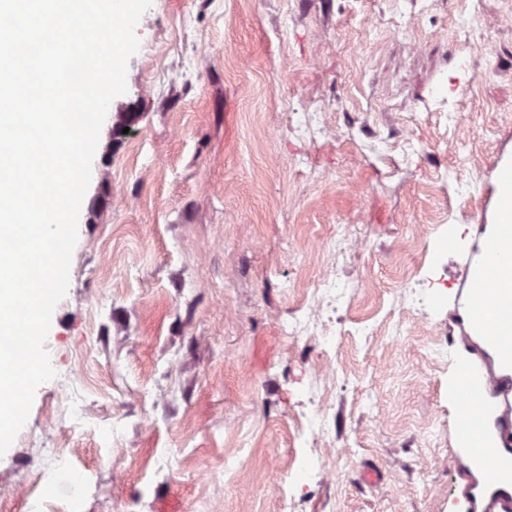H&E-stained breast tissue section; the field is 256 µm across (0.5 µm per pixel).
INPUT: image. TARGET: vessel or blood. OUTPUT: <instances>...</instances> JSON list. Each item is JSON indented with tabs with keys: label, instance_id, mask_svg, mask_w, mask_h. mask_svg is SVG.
<instances>
[{
	"label": "vessel or blood",
	"instance_id": "1",
	"mask_svg": "<svg viewBox=\"0 0 512 512\" xmlns=\"http://www.w3.org/2000/svg\"><path fill=\"white\" fill-rule=\"evenodd\" d=\"M475 265L490 285L472 289L468 305L492 310L493 316L470 320L469 331L497 352H512V336L499 335L494 329L495 324L512 322V308L496 309L494 288L495 283L512 275V250H480ZM460 380L459 398L466 406L459 419V432L465 444L452 449L448 465L464 475H478L479 485L490 493L487 512H512V427L495 422L500 410L512 409V387L496 372L470 363Z\"/></svg>",
	"mask_w": 512,
	"mask_h": 512
}]
</instances>
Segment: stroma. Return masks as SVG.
I'll use <instances>...</instances> for the list:
<instances>
[{"label":"stroma","mask_w":512,"mask_h":512,"mask_svg":"<svg viewBox=\"0 0 512 512\" xmlns=\"http://www.w3.org/2000/svg\"><path fill=\"white\" fill-rule=\"evenodd\" d=\"M470 7L152 0L52 315L56 375L0 456V498H38L43 512H280L305 384L329 359L336 445L313 449L324 464L302 512H471L448 468V381L460 359L494 363L468 337L463 300L512 154V0H480L487 27L464 43ZM313 112L325 130L310 137L298 126ZM474 174L482 191L460 206L453 189ZM442 223L466 235L447 264L399 252ZM347 237L363 246L335 261L357 289L328 320L335 348L288 335ZM426 276L447 280L448 301L423 324L399 283ZM56 448L70 456L60 476L42 465Z\"/></svg>","instance_id":"stroma-1"}]
</instances>
